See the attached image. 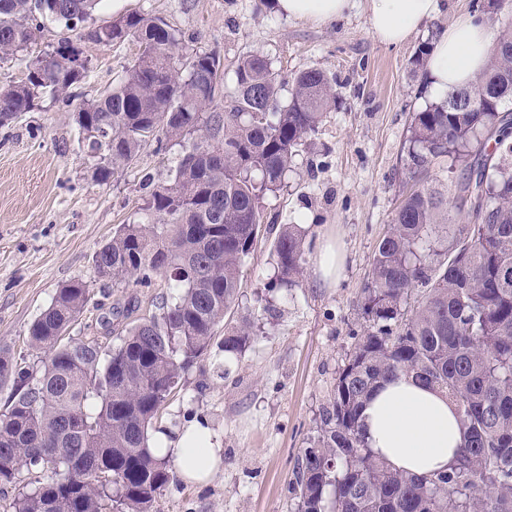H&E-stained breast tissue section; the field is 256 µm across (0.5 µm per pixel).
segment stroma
<instances>
[{"instance_id": "35a3bbf8", "label": "stroma", "mask_w": 512, "mask_h": 512, "mask_svg": "<svg viewBox=\"0 0 512 512\" xmlns=\"http://www.w3.org/2000/svg\"><path fill=\"white\" fill-rule=\"evenodd\" d=\"M488 0H442L406 43L389 46L373 33L368 0L323 25L275 15L268 0H120L94 24L139 11L165 19L183 45L217 52L226 70L239 58H267L290 93L293 78L316 67L332 80L336 105L293 159L284 183L261 202L265 232L243 267L239 305L226 321H255L256 343L218 377L212 357L197 361L160 409L158 422L181 426L206 419L224 435V465L206 484L170 482L153 512H296L297 459L321 425L336 378L369 321L364 290L375 248L414 181L445 177L439 167L411 176L405 165L416 112L440 102L425 67L412 63L421 47L459 16L496 30L512 13H492ZM90 75L71 99L44 96L39 109L0 127V349L31 357L28 329L59 288L94 280L71 337L117 341L116 301L136 297L148 312L164 281L127 288L95 281L93 255L118 225L137 220L145 182H164L178 147L146 146L136 163L105 185L92 179L90 157L74 121L78 104L94 100L123 76L138 45H86ZM306 230V274L298 287L269 290L273 243L286 224ZM335 238L344 255L336 285L314 275L320 246Z\"/></svg>"}]
</instances>
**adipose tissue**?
Masks as SVG:
<instances>
[{"instance_id": "ef3b65f1", "label": "adipose tissue", "mask_w": 512, "mask_h": 512, "mask_svg": "<svg viewBox=\"0 0 512 512\" xmlns=\"http://www.w3.org/2000/svg\"><path fill=\"white\" fill-rule=\"evenodd\" d=\"M370 23L385 44L404 43L419 25L440 11V0H369ZM352 0H272L277 15L329 24L344 15ZM498 39L495 29L463 16L435 40L428 59L433 88L446 93L470 85L487 67ZM365 440L371 450L397 470L431 475L446 470L463 436L455 405L445 393L401 375L384 382L362 409ZM152 450L190 483L210 480L223 462L221 433L195 421L155 433Z\"/></svg>"}]
</instances>
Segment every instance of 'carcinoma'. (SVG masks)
<instances>
[{"instance_id":"1","label":"carcinoma","mask_w":512,"mask_h":512,"mask_svg":"<svg viewBox=\"0 0 512 512\" xmlns=\"http://www.w3.org/2000/svg\"><path fill=\"white\" fill-rule=\"evenodd\" d=\"M103 0H0V62L36 44L35 16L71 32ZM97 46L133 40L125 75L77 112L100 123L87 140L104 185L140 151L167 140L182 149L166 182L153 187L142 217L121 224L93 256L94 275L127 287L156 277L176 289L155 312L127 321L119 343L69 331L92 283L59 289L28 330L40 365L0 352V483L16 466L46 474L14 503L15 512H152L175 472L149 446L153 421L184 374L213 350L232 359L257 339L243 322L216 336L238 305L245 259L262 231L260 201L279 189L299 148L336 97L327 74L294 78L288 100L268 60H238L226 90L214 51L180 45L162 18L130 12L79 35ZM31 60L35 74L0 88V126L59 97L88 76L61 46ZM512 28L501 31L487 68L414 116L407 168L442 158L461 168L435 178L396 210L371 263L365 310L373 326L357 337L322 414L320 433L298 459V512H512ZM305 230L286 224L273 254L276 286L304 276ZM413 304H408V300ZM448 395L463 444L448 469L417 476L391 468L361 430L364 401L398 375Z\"/></svg>"}]
</instances>
